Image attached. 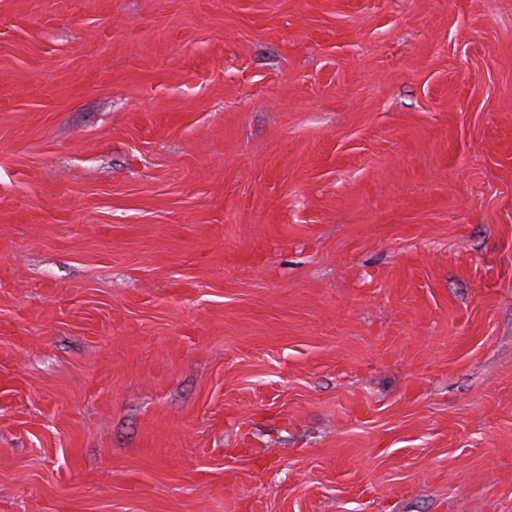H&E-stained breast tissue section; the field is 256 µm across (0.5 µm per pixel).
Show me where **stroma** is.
<instances>
[{
	"mask_svg": "<svg viewBox=\"0 0 512 512\" xmlns=\"http://www.w3.org/2000/svg\"><path fill=\"white\" fill-rule=\"evenodd\" d=\"M0 512H512V0H0Z\"/></svg>",
	"mask_w": 512,
	"mask_h": 512,
	"instance_id": "stroma-1",
	"label": "stroma"
}]
</instances>
